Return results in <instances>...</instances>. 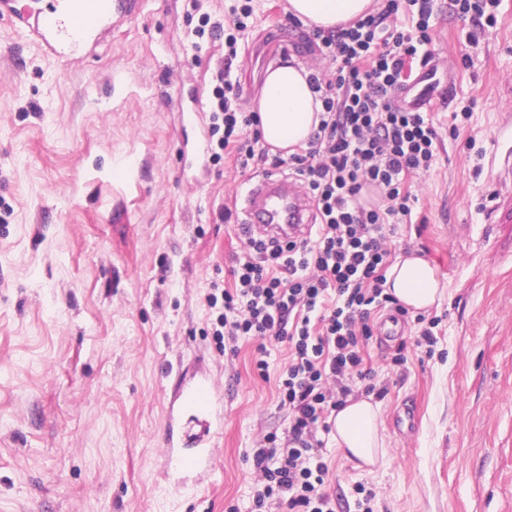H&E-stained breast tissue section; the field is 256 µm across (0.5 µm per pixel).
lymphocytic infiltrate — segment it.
I'll return each mask as SVG.
<instances>
[{
	"label": "lymphocytic infiltrate",
	"instance_id": "obj_1",
	"mask_svg": "<svg viewBox=\"0 0 512 512\" xmlns=\"http://www.w3.org/2000/svg\"><path fill=\"white\" fill-rule=\"evenodd\" d=\"M437 0H377L364 18L310 38L324 65L308 81L319 93L321 120L304 153L270 152L254 131V113L241 105L231 69L216 74L209 131L213 162L287 169L315 206L308 237L288 241L252 236L231 259L233 285L213 286L205 301L219 349L259 339L255 370L267 377L266 341L286 344L277 380L288 433L261 435L249 456L254 475L250 512H335L325 489L322 436L329 418L369 378L372 313L394 299L386 293L397 226L412 221L408 182L429 172L442 138L431 112L395 106L393 96L412 71L434 57L429 29ZM406 14L408 24L398 21ZM253 14L251 4L224 21L202 15L198 36L220 32L224 53L236 58ZM376 190L381 202L363 203Z\"/></svg>",
	"mask_w": 512,
	"mask_h": 512
}]
</instances>
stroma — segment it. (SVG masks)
Returning a JSON list of instances; mask_svg holds the SVG:
<instances>
[{
    "label": "stroma",
    "instance_id": "obj_1",
    "mask_svg": "<svg viewBox=\"0 0 512 512\" xmlns=\"http://www.w3.org/2000/svg\"><path fill=\"white\" fill-rule=\"evenodd\" d=\"M238 0H143L78 59L61 62L0 22V512H249L248 455L286 432L274 380L254 370L257 341L222 356L203 295L231 285L240 194L250 172L196 159L179 111L208 114L224 42L195 34ZM245 54L232 65L256 111L279 38L295 34L288 0H253ZM440 6L430 31L454 92L436 106L470 119L444 138L432 170L410 181L421 237L399 226L392 258L435 266L445 298L400 317L370 365L386 457L355 468L325 437L336 512H512V179L490 168L512 115V0L478 43ZM499 190L498 202L488 200ZM438 318L429 356L418 316ZM404 366L389 369L398 345ZM227 381L215 482L173 490L160 477L164 403L182 374Z\"/></svg>",
    "mask_w": 512,
    "mask_h": 512
}]
</instances>
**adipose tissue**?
<instances>
[{
    "mask_svg": "<svg viewBox=\"0 0 512 512\" xmlns=\"http://www.w3.org/2000/svg\"><path fill=\"white\" fill-rule=\"evenodd\" d=\"M373 0H288L289 12L304 25L333 30L361 17ZM308 70L293 61L270 67L261 88L258 114L263 141L272 150L291 154L307 147L322 111L308 83ZM385 287L398 302L414 310L440 304L444 290L434 267L423 257L400 258L386 273ZM332 433L348 458L376 465L384 442L374 405L365 398L348 401L331 417Z\"/></svg>",
    "mask_w": 512,
    "mask_h": 512,
    "instance_id": "ef3b65f1",
    "label": "adipose tissue"
}]
</instances>
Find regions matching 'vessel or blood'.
<instances>
[{
	"label": "vessel or blood",
	"mask_w": 512,
	"mask_h": 512,
	"mask_svg": "<svg viewBox=\"0 0 512 512\" xmlns=\"http://www.w3.org/2000/svg\"><path fill=\"white\" fill-rule=\"evenodd\" d=\"M140 0H47L36 11L18 9L15 0H0V20L8 21L51 57L67 58L111 19L135 13ZM435 65L395 95L397 105L427 110L438 94ZM242 225L249 232L278 239L308 236L313 217L309 200L298 184L270 172L248 183L242 197ZM226 388L201 375L181 386L167 408L161 450L163 477L194 476L204 483L215 472L217 442L223 433Z\"/></svg>",
	"instance_id": "obj_1"
}]
</instances>
